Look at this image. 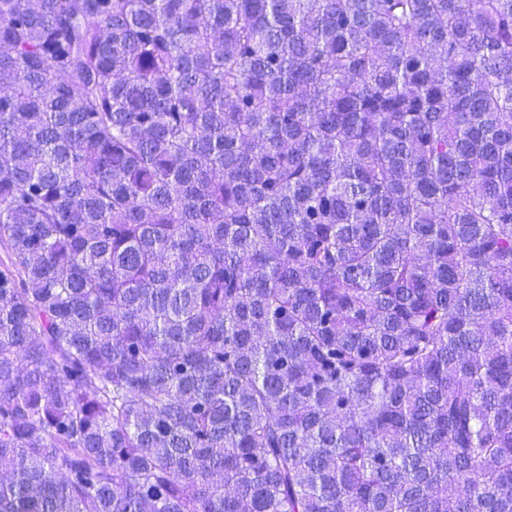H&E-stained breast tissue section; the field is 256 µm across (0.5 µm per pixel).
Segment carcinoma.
<instances>
[{"mask_svg": "<svg viewBox=\"0 0 512 512\" xmlns=\"http://www.w3.org/2000/svg\"><path fill=\"white\" fill-rule=\"evenodd\" d=\"M0 512H512V0H0Z\"/></svg>", "mask_w": 512, "mask_h": 512, "instance_id": "1", "label": "carcinoma"}]
</instances>
